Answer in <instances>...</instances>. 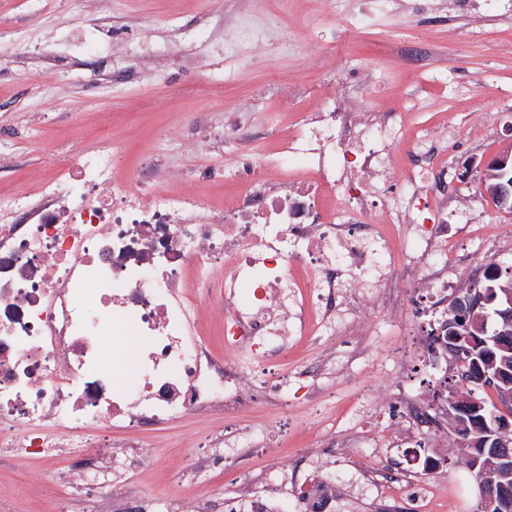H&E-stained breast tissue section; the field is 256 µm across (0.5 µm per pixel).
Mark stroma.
Masks as SVG:
<instances>
[{"label":"stroma","mask_w":512,"mask_h":512,"mask_svg":"<svg viewBox=\"0 0 512 512\" xmlns=\"http://www.w3.org/2000/svg\"><path fill=\"white\" fill-rule=\"evenodd\" d=\"M333 2L329 9L323 0H0V128L11 131L15 158L0 168V187L33 192L63 159L95 149L108 132L124 153L121 179L134 178L152 157L175 174L172 188L218 202L237 152H199L170 138L172 119H203L219 137L240 130L260 156L297 117L289 88H307L303 102L314 111L330 86L329 70L341 83L367 70L377 76L365 95L372 111L405 113L416 129L438 121L448 127L449 239L472 252L461 225L488 224L511 241L512 212L479 185L485 164L512 149V0H468L453 11L423 6L395 17L374 0ZM219 10L228 22L263 26L268 38L213 37L211 15ZM437 298L420 286L399 312L360 326L351 342L365 354L352 376L293 380V372L329 358L332 339L291 348L286 361L256 369L257 389L284 379L288 397L240 416L263 437L223 469L187 467L223 432V414L190 413L132 432L157 454L148 467L119 473L125 492L117 507L133 512L146 502L201 494L212 512H225L228 498L249 506L261 480L279 488L275 512H291L300 487L328 481L340 488L331 512H353L376 494L360 482L362 470L375 468L429 483L430 512H473L477 486L454 436L420 424L404 407L410 401L430 412L435 390L452 372L449 359L429 348V325L442 318ZM381 393L387 399L376 414L351 428V406ZM416 453L436 468L412 465ZM69 465L31 456L1 467L0 512H92L93 502L63 481ZM30 472L42 480L28 488Z\"/></svg>","instance_id":"obj_1"}]
</instances>
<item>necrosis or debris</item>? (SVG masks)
Returning <instances> with one entry per match:
<instances>
[{
	"label": "necrosis or debris",
	"mask_w": 512,
	"mask_h": 512,
	"mask_svg": "<svg viewBox=\"0 0 512 512\" xmlns=\"http://www.w3.org/2000/svg\"><path fill=\"white\" fill-rule=\"evenodd\" d=\"M406 130L343 88L300 109L263 160L242 149L220 205L161 188L155 165L119 181L109 144L33 193L0 192V466L66 457L71 488L111 499L113 433L247 411L248 371L360 308H396L400 275L447 293L464 260L438 220L445 148ZM213 311L222 357L207 340ZM125 325L143 346L139 380L121 385L101 342Z\"/></svg>",
	"instance_id": "obj_1"
}]
</instances>
